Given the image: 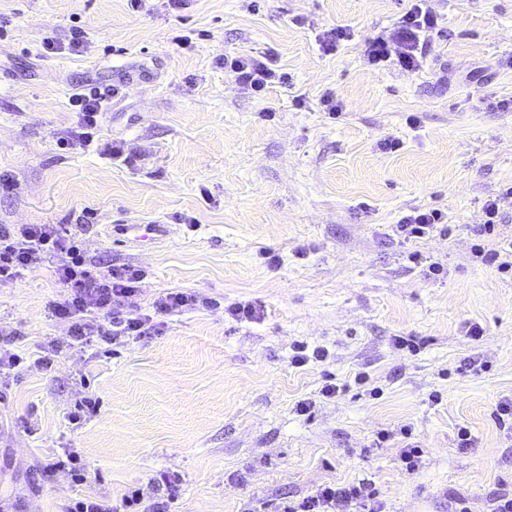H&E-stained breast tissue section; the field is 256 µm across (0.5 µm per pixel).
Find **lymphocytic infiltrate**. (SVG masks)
I'll return each instance as SVG.
<instances>
[{
	"label": "lymphocytic infiltrate",
	"mask_w": 512,
	"mask_h": 512,
	"mask_svg": "<svg viewBox=\"0 0 512 512\" xmlns=\"http://www.w3.org/2000/svg\"><path fill=\"white\" fill-rule=\"evenodd\" d=\"M439 26V17L428 0L412 4L388 34L366 38L364 53L370 66L392 63L412 72L420 68L429 38ZM226 69L234 72L244 89L261 94L288 81L278 70L272 53L228 55ZM112 91L91 87L75 93L70 104L77 121L60 133L59 149H87L99 138L100 118ZM50 264L62 285L58 298L47 310L54 319L67 323L62 340L51 343V355L41 357L44 368H52L54 353L62 348L85 351L105 345L120 347L129 341L162 333L160 316L216 307V300L192 290H176L158 299L153 313L140 312L137 297L146 277L134 265L108 267L101 271L88 264L76 233L62 224H0V282L18 278L23 272ZM386 504L374 481L363 478L348 484H322L300 499L280 505L278 512H385Z\"/></svg>",
	"instance_id": "obj_1"
}]
</instances>
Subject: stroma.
<instances>
[{"label":"stroma","mask_w":512,"mask_h":512,"mask_svg":"<svg viewBox=\"0 0 512 512\" xmlns=\"http://www.w3.org/2000/svg\"><path fill=\"white\" fill-rule=\"evenodd\" d=\"M408 6L0 0V173L13 184L0 224H63L91 264L141 266L142 312L178 288L218 302L107 353L62 351L47 371L38 358L66 332L47 314L53 268L0 285V328L25 359L0 377V512L116 505L134 486L149 506L167 468L182 476L168 512H260L364 477L387 512H448L452 494L487 512L491 492L512 489V429L493 415L512 397V274L472 252L487 201L500 206L496 240L512 237V110L498 107L512 100V0H431L440 30L421 68L374 69L365 39ZM337 26L352 39L323 53ZM267 49L288 85L241 90L225 55ZM89 85L113 86L99 141L137 146L135 166L58 149L69 98ZM328 90L340 119L320 103ZM387 139L400 149L381 150ZM413 207L440 209L452 234L392 241ZM152 222L168 231L151 243L104 234ZM238 302L259 318L224 313ZM299 342L330 356L294 367ZM329 375L340 391L325 400ZM86 396L97 408L73 424ZM410 441L424 450L411 472ZM69 451L86 481L47 474Z\"/></svg>","instance_id":"1"}]
</instances>
